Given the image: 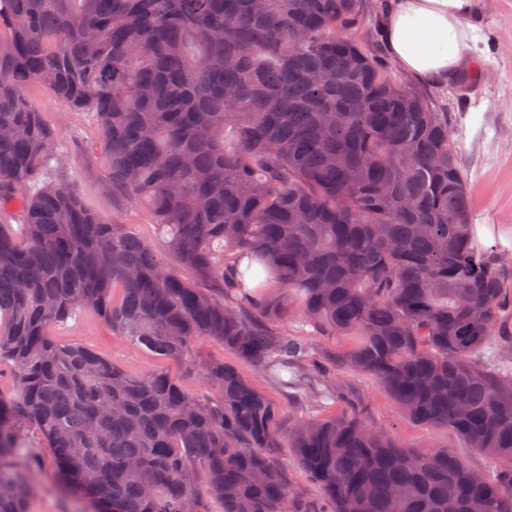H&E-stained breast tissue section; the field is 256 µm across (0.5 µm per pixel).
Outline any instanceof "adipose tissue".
<instances>
[{
	"instance_id": "1",
	"label": "adipose tissue",
	"mask_w": 512,
	"mask_h": 512,
	"mask_svg": "<svg viewBox=\"0 0 512 512\" xmlns=\"http://www.w3.org/2000/svg\"><path fill=\"white\" fill-rule=\"evenodd\" d=\"M481 0H389L380 15L386 54L414 82L456 83L473 68Z\"/></svg>"
}]
</instances>
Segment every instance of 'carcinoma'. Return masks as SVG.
Returning <instances> with one entry per match:
<instances>
[{
	"label": "carcinoma",
	"instance_id": "1",
	"mask_svg": "<svg viewBox=\"0 0 512 512\" xmlns=\"http://www.w3.org/2000/svg\"><path fill=\"white\" fill-rule=\"evenodd\" d=\"M367 0H0V512H27L36 465L89 512H309L272 449L282 437L322 512H512V290L474 242L448 113L374 46ZM42 83L103 130L112 182L152 211L159 252L84 205L60 175ZM95 312L132 345L183 364L131 374L52 329ZM354 338L347 370L415 422L499 462L489 477L423 452L352 408L280 409L200 339L262 377L336 396L288 315Z\"/></svg>",
	"mask_w": 512,
	"mask_h": 512
}]
</instances>
